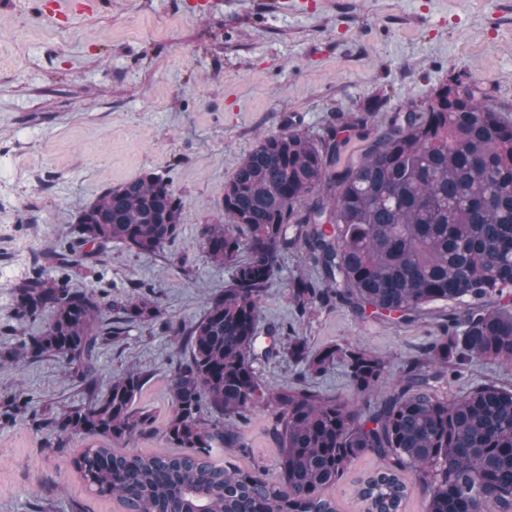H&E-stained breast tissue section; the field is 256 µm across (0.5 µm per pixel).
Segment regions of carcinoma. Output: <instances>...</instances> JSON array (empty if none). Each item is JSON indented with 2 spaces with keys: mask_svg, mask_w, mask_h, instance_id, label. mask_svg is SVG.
I'll return each instance as SVG.
<instances>
[{
  "mask_svg": "<svg viewBox=\"0 0 512 512\" xmlns=\"http://www.w3.org/2000/svg\"><path fill=\"white\" fill-rule=\"evenodd\" d=\"M460 86L448 79L376 133L368 116L383 100H366L343 125L364 146L341 169L346 139L334 125L318 136L289 125L258 139L224 185V218L200 232L211 261L231 268L232 280L186 330L189 356L169 377L173 414L164 437L183 452L87 448L72 465L89 490L127 512H337L326 490L370 454L378 465L357 480L362 512H402L414 484L425 512H512V389L482 384L459 397L438 393L476 360L512 363V121ZM73 224V255L110 243L153 253L179 236L183 204L168 180L147 173L101 191ZM299 244L319 271L314 280L290 281L301 316L341 304L361 316L409 320L432 302L467 301L448 309L426 359L408 364L373 410L359 400L387 384L380 358L357 345L314 351L284 324L259 342L261 300L278 257ZM78 263L36 268L16 288L15 317L34 322L51 311L46 327L23 341L25 355L58 356L90 374L104 309L140 323L161 322L162 313L145 292L104 303L95 291L71 288L59 267ZM492 297L507 302L491 304ZM280 356L304 376L342 367L350 397L265 393L256 364ZM144 383L134 371L113 376L103 396L63 415L59 431L134 436L149 420L133 409ZM28 404L13 395L5 419ZM268 406L280 450L275 480L258 466L217 458L245 450L236 421Z\"/></svg>",
  "mask_w": 512,
  "mask_h": 512,
  "instance_id": "1",
  "label": "carcinoma"
}]
</instances>
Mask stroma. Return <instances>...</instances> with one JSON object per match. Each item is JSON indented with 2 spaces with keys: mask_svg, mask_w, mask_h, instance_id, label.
Returning <instances> with one entry per match:
<instances>
[{
  "mask_svg": "<svg viewBox=\"0 0 512 512\" xmlns=\"http://www.w3.org/2000/svg\"><path fill=\"white\" fill-rule=\"evenodd\" d=\"M192 2L98 0L93 14L60 24L43 15L41 0H0V354L45 327L15 318L14 291L34 262L67 253L72 215L105 188L163 176L183 202L182 232L154 253L83 247L72 287L114 295L150 287L163 321L187 327L231 281L229 268L209 260L199 232L223 216L224 185L259 135L286 125L320 133L373 95L386 100L370 116L378 130L452 75L512 118V0H292L287 14L272 11L270 0H229L211 16L196 15ZM300 272L318 275L304 249L280 254L259 335L295 323L313 349L362 345L395 379L442 334L443 302L412 321L361 318L345 306L297 317L288 282ZM101 329L92 376L53 356L20 372L0 367V404L19 389L32 399L25 414L0 418V512H126L89 491L72 459L88 448L167 451L168 380L187 346L173 345L161 323H128L115 310L105 311ZM127 369L146 378L134 403L151 415L142 432L128 440L58 434L63 414L103 395L113 374ZM258 370L270 392L351 393L338 366L304 377L281 357ZM483 383L512 389V367L473 362L448 393ZM272 417L259 410L241 421L247 451L231 455L270 478L279 457ZM375 464L359 457L327 489L339 512H360L355 482Z\"/></svg>",
  "mask_w": 512,
  "mask_h": 512,
  "instance_id": "stroma-1",
  "label": "stroma"
}]
</instances>
